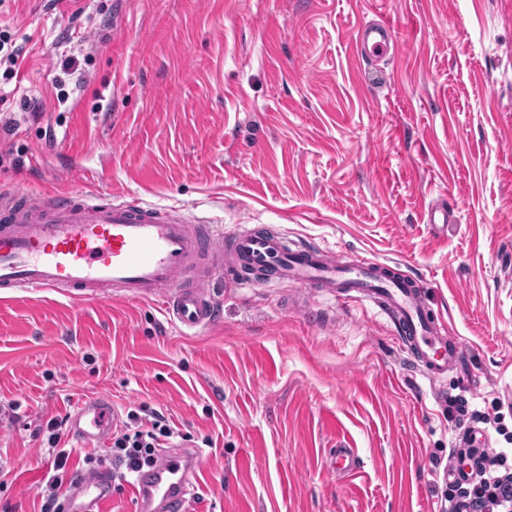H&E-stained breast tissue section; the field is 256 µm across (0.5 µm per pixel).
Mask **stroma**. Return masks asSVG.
<instances>
[{
    "instance_id": "stroma-1",
    "label": "stroma",
    "mask_w": 512,
    "mask_h": 512,
    "mask_svg": "<svg viewBox=\"0 0 512 512\" xmlns=\"http://www.w3.org/2000/svg\"><path fill=\"white\" fill-rule=\"evenodd\" d=\"M371 21L394 42L374 66ZM0 27L23 56L0 75V191L91 185L400 261L467 352L432 384L373 304L228 273L193 336L150 301L0 298V512H40L48 423L97 394L190 437L189 512H448L471 428L512 450V0H0Z\"/></svg>"
}]
</instances>
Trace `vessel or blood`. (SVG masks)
I'll use <instances>...</instances> for the list:
<instances>
[{
	"label": "vessel or blood",
	"mask_w": 512,
	"mask_h": 512,
	"mask_svg": "<svg viewBox=\"0 0 512 512\" xmlns=\"http://www.w3.org/2000/svg\"><path fill=\"white\" fill-rule=\"evenodd\" d=\"M359 40L367 56L391 47L388 27L367 25ZM213 221L188 206H149L96 193L60 197L17 190L0 195V292L19 289L73 300L121 298L156 301L180 333L210 326L215 302L202 284L223 271L290 281L302 288H337L377 304L399 327L403 346L422 376L434 382L458 368L465 347L442 333L418 280L398 261L347 262L267 231L236 228L218 234ZM120 422L104 396L79 405L68 418L72 439L91 446ZM195 467L190 449L162 450L155 466L136 481L140 512H187L186 484ZM112 472L81 475L65 496L67 512H103Z\"/></svg>",
	"instance_id": "1"
}]
</instances>
